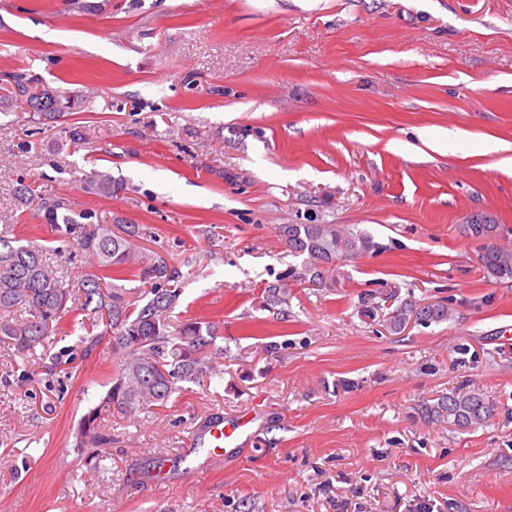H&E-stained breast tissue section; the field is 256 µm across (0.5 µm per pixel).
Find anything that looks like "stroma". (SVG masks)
<instances>
[{
  "mask_svg": "<svg viewBox=\"0 0 512 512\" xmlns=\"http://www.w3.org/2000/svg\"><path fill=\"white\" fill-rule=\"evenodd\" d=\"M14 72L92 104L64 125L0 115V230L77 284L93 259L59 255L18 186L141 225L142 251L182 276L172 322L217 324L224 355L219 382L113 418L95 462L75 434L110 386L111 336L67 320L30 358L1 343L0 512H512V280L460 231L478 215L512 243V168L479 151L512 144V0H0ZM94 170L112 198L84 191ZM286 224L377 248L315 284ZM279 279L287 303L263 307ZM371 291L455 317L390 333L361 313ZM462 385L493 401L485 426L419 419ZM215 420L234 433L216 463Z\"/></svg>",
  "mask_w": 512,
  "mask_h": 512,
  "instance_id": "35a3bbf8",
  "label": "stroma"
}]
</instances>
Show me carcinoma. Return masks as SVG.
<instances>
[{"instance_id": "carcinoma-1", "label": "carcinoma", "mask_w": 512, "mask_h": 512, "mask_svg": "<svg viewBox=\"0 0 512 512\" xmlns=\"http://www.w3.org/2000/svg\"><path fill=\"white\" fill-rule=\"evenodd\" d=\"M2 99L50 121L82 111L87 95L50 87L35 76L15 74L0 88ZM84 189L110 198L115 185L108 172L99 171L84 183ZM18 197L24 205H35L43 221L56 225L58 242L62 243L58 252L75 248L91 256L97 275L72 287L46 261L40 246L19 245L0 233V339H6L21 356L34 355L51 344L58 325L72 312L87 317L93 326L102 324L112 330L113 348L121 359L105 396L83 416L77 433L79 447L96 455L110 443L105 419L167 407L183 385L199 384L218 375L211 358L224 349L216 346V326L192 320L170 322L169 314L183 296L180 274L162 257L136 252L139 225L125 224L115 233L101 220L87 230L85 221L92 215L76 214L62 196L34 199L23 187ZM461 228L467 237L479 242L478 259L485 272L497 280H512V250L500 243L501 225L486 220ZM282 233L288 251L304 257L305 271L314 280L322 279L326 267L336 261L354 259L375 249L370 235L337 224H286ZM133 268L138 270L143 287L130 291L118 286L122 274ZM393 297L390 293L378 302L377 295L369 293L361 298L363 315L379 317L390 333L402 332L412 317L423 325L454 317L453 310L443 304L405 302L393 306L389 304ZM286 299L283 285L266 287L265 305L276 306ZM417 412L423 421L467 429L486 425L495 406L479 391L456 389L420 404Z\"/></svg>"}]
</instances>
